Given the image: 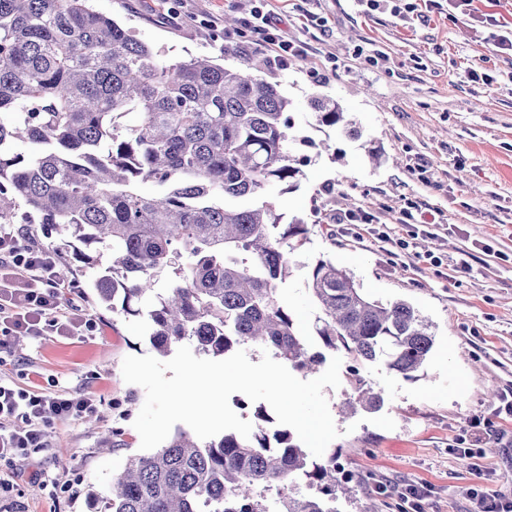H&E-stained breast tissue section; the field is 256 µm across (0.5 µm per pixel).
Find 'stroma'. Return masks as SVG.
<instances>
[{"mask_svg": "<svg viewBox=\"0 0 512 512\" xmlns=\"http://www.w3.org/2000/svg\"><path fill=\"white\" fill-rule=\"evenodd\" d=\"M95 8L174 63L207 55L239 66L245 50L225 41L226 17L241 0H94ZM284 37L307 42L305 58L267 68L290 101L292 153L302 159L296 187L278 197L284 222L309 232L292 255L281 291L312 349L317 311L305 279L331 260L381 300L404 299L434 325L435 345L416 379L364 363L366 383L383 394L375 410L342 413L348 383L325 388L339 432L329 451L358 485L345 512H472L466 491L482 470L486 492L512 501V416L497 414L512 392V55L492 27L460 15L448 0H270ZM490 75L473 80L471 71ZM351 112L359 136L319 124L311 97ZM425 215L406 222L403 209ZM364 210L374 224H334L331 215ZM34 241L59 250L65 303L95 322L89 336H18L0 376L25 389L58 386L96 400L95 414L57 420L45 447L0 463V512H101L114 476L140 454L133 426L145 391L125 382V357L151 354L145 325L101 305L92 278L62 247L57 230ZM495 252L487 255L484 244ZM468 259L471 269L455 265ZM479 423L474 456L459 440ZM421 491L406 494L407 485ZM383 493H376V486Z\"/></svg>", "mask_w": 512, "mask_h": 512, "instance_id": "1", "label": "stroma"}]
</instances>
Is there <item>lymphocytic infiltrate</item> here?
<instances>
[{"instance_id": "1", "label": "lymphocytic infiltrate", "mask_w": 512, "mask_h": 512, "mask_svg": "<svg viewBox=\"0 0 512 512\" xmlns=\"http://www.w3.org/2000/svg\"><path fill=\"white\" fill-rule=\"evenodd\" d=\"M247 6L240 24L262 34V48L271 65L284 70L292 58L302 56L307 45L281 39L268 0H243ZM58 252L34 245L12 225H0V354L9 352L15 334L41 336L52 331L75 336L92 325L76 309L62 308L57 280ZM91 398L65 390H27L0 377V461L26 458L44 447L52 420L95 413Z\"/></svg>"}]
</instances>
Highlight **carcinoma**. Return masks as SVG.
<instances>
[{"label":"carcinoma","mask_w":512,"mask_h":512,"mask_svg":"<svg viewBox=\"0 0 512 512\" xmlns=\"http://www.w3.org/2000/svg\"><path fill=\"white\" fill-rule=\"evenodd\" d=\"M264 67L259 51L235 68L207 55L166 63L92 0H0V216L21 201L36 223L80 241L75 259L95 269L99 300L143 320L158 354L184 341L216 357L254 345L312 372L324 355L308 350L278 288L308 234L277 213L301 169L290 101ZM309 105L317 122L358 134L336 101ZM19 140L28 153L12 151ZM148 182L158 190L142 192ZM305 292L324 346L356 363L347 407L383 402L360 365L382 356L413 379L429 358L434 325L407 301L374 299L323 259ZM256 417L247 438L199 443L179 431L129 459L105 512H338L328 504L350 488L336 457L309 461L288 429L265 452L271 420ZM300 479L318 493L298 491Z\"/></svg>","instance_id":"obj_1"}]
</instances>
